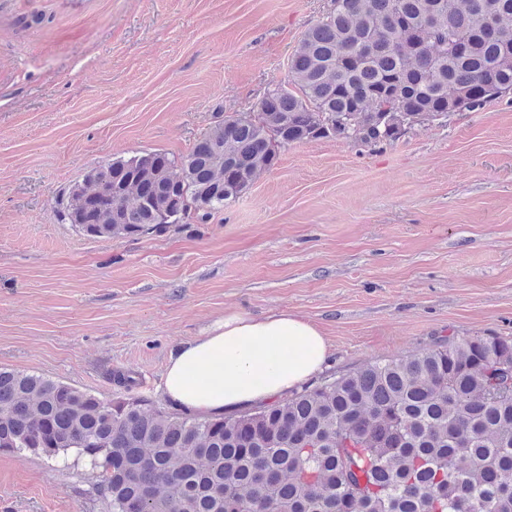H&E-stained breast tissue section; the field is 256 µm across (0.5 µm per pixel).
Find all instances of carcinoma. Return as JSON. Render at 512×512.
Here are the masks:
<instances>
[{"label": "carcinoma", "mask_w": 512, "mask_h": 512, "mask_svg": "<svg viewBox=\"0 0 512 512\" xmlns=\"http://www.w3.org/2000/svg\"><path fill=\"white\" fill-rule=\"evenodd\" d=\"M254 112L179 158L92 168L57 201L94 238H132L245 195L280 149L392 143L512 91V0H332ZM94 468L112 512H512V338L435 342L253 410L197 417L0 367V454Z\"/></svg>", "instance_id": "carcinoma-1"}]
</instances>
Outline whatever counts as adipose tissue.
Here are the masks:
<instances>
[{
	"label": "adipose tissue",
	"mask_w": 512,
	"mask_h": 512,
	"mask_svg": "<svg viewBox=\"0 0 512 512\" xmlns=\"http://www.w3.org/2000/svg\"><path fill=\"white\" fill-rule=\"evenodd\" d=\"M329 357L322 330L296 311H228L170 358L162 387L179 409L218 416L295 390Z\"/></svg>",
	"instance_id": "obj_1"
}]
</instances>
